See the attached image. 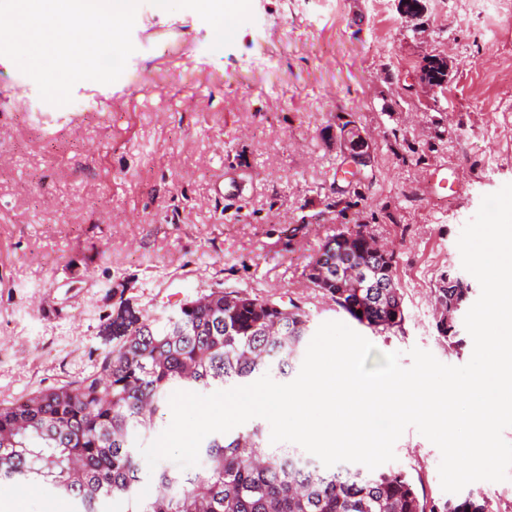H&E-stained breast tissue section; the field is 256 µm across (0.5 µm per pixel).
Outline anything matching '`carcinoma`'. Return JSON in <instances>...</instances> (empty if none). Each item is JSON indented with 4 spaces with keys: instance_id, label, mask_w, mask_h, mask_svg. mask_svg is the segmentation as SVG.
I'll return each instance as SVG.
<instances>
[{
    "instance_id": "carcinoma-1",
    "label": "carcinoma",
    "mask_w": 512,
    "mask_h": 512,
    "mask_svg": "<svg viewBox=\"0 0 512 512\" xmlns=\"http://www.w3.org/2000/svg\"><path fill=\"white\" fill-rule=\"evenodd\" d=\"M353 258H372L373 234L346 232ZM435 289L439 336L466 344L448 306H463L471 284L451 273ZM390 288L321 287L336 310L382 332L401 327L405 308L390 274ZM362 314H357V311ZM308 315L237 290L203 294L159 325L131 314L112 331L124 340L97 371L73 384L0 404V491L37 483L74 500L78 512H98L105 498H120L126 512H494L489 497L472 489L427 506L407 471L339 465L326 470L283 448L263 446L259 426L203 440L201 464L190 473L160 469V492L138 495L142 459L133 440L147 437L175 389L206 391L265 374H287L306 345Z\"/></svg>"
}]
</instances>
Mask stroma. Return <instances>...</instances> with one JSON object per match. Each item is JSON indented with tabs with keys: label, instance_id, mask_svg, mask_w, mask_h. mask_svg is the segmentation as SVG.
I'll list each match as a JSON object with an SVG mask.
<instances>
[{
	"label": "stroma",
	"instance_id": "obj_1",
	"mask_svg": "<svg viewBox=\"0 0 512 512\" xmlns=\"http://www.w3.org/2000/svg\"><path fill=\"white\" fill-rule=\"evenodd\" d=\"M421 24L395 0H233L223 44L210 0H141L135 46L114 83L43 101L0 57V403L96 371L123 308L165 319L215 289L347 322L306 273L333 236L364 224L395 256L407 318L362 329L384 354L418 347L465 365L439 339L432 291L462 273L457 240L483 196L512 183V0H427ZM266 54L277 71L252 69ZM448 57L434 95L417 73ZM371 142L360 176L337 136ZM447 165L454 188H430ZM233 172L243 195L216 182ZM395 466L442 498L439 449L415 428Z\"/></svg>",
	"mask_w": 512,
	"mask_h": 512
}]
</instances>
